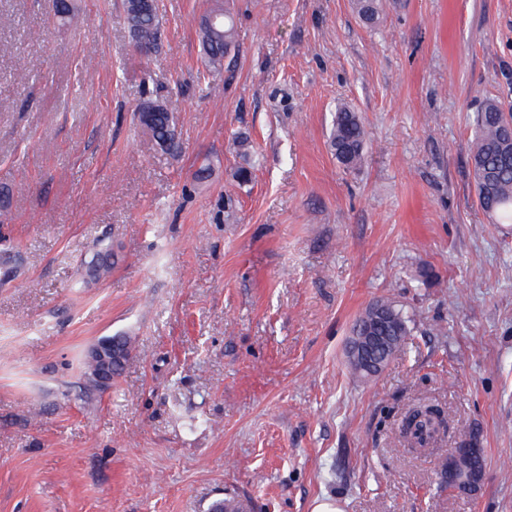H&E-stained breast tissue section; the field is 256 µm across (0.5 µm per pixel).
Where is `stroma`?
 <instances>
[{
	"mask_svg": "<svg viewBox=\"0 0 512 512\" xmlns=\"http://www.w3.org/2000/svg\"><path fill=\"white\" fill-rule=\"evenodd\" d=\"M0 0V512H512V224L478 206L486 99L512 107V0H233L236 49L208 78L212 0H156L157 52L123 0ZM164 102L182 148L140 125ZM368 132L360 168L334 112ZM249 144L240 147L239 135ZM210 175L197 180L201 165ZM252 168V181L236 173ZM109 246L104 278L85 256ZM392 299L402 352L370 378L355 319ZM129 337L108 388L88 349ZM450 422L414 452L418 400ZM481 433L485 477L448 490L440 458ZM329 143L336 159L346 168L360 166L367 144V134L357 112L340 106L336 109Z\"/></svg>",
	"mask_w": 512,
	"mask_h": 512,
	"instance_id": "35a3bbf8",
	"label": "stroma"
}]
</instances>
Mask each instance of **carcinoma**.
<instances>
[{
    "label": "carcinoma",
    "mask_w": 512,
    "mask_h": 512,
    "mask_svg": "<svg viewBox=\"0 0 512 512\" xmlns=\"http://www.w3.org/2000/svg\"><path fill=\"white\" fill-rule=\"evenodd\" d=\"M355 11L367 26H376L381 20V0H354ZM124 15L129 27L140 38L159 40L157 13L134 12L124 5ZM199 39L205 55L206 67L214 78L222 77L224 58L235 48V24L229 7H224V25L219 32L201 31ZM154 126L153 139L161 150L174 152L179 148L172 113L158 105L151 114ZM512 113H506L494 100L486 101L476 113V137L471 154L474 182L480 208L498 217L501 224H512V141L506 139ZM329 143L336 159L345 167L360 166L367 144V134L358 113L340 106L336 109ZM112 270V248L94 252L85 261V274L106 275ZM386 310V330L390 336L386 356H397L403 349V338L409 333V317L404 309L391 300H381ZM442 412L434 407H416L405 419L404 434L412 444H422L444 429Z\"/></svg>",
    "instance_id": "cac0c4a2"
}]
</instances>
